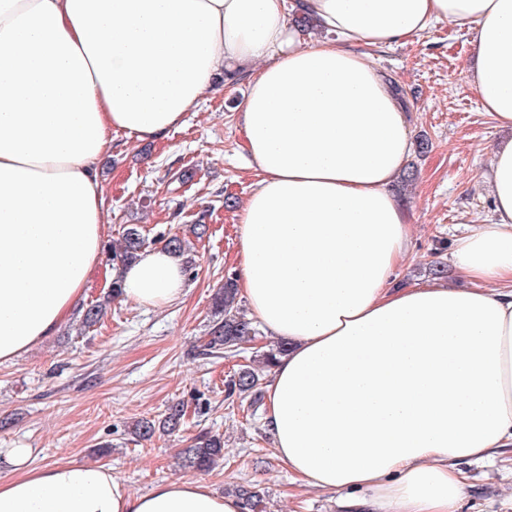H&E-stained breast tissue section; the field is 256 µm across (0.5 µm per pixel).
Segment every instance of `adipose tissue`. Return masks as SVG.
Segmentation results:
<instances>
[{
	"mask_svg": "<svg viewBox=\"0 0 512 512\" xmlns=\"http://www.w3.org/2000/svg\"><path fill=\"white\" fill-rule=\"evenodd\" d=\"M448 20L473 34L483 110L512 130V0H0V364L67 320L102 257L109 132L160 139L237 71L259 175L238 289L288 343L267 384L276 453L345 512H457L466 464L512 449V137L483 174L489 216L452 253L464 287H395L409 226L392 184L413 141L369 54ZM120 275L142 306L185 294L160 247ZM0 454V512H241L197 478L134 494L100 464Z\"/></svg>",
	"mask_w": 512,
	"mask_h": 512,
	"instance_id": "1",
	"label": "adipose tissue"
}]
</instances>
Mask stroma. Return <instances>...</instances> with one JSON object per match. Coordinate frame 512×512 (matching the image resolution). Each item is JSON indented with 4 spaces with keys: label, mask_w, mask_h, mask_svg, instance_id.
<instances>
[{
    "label": "stroma",
    "mask_w": 512,
    "mask_h": 512,
    "mask_svg": "<svg viewBox=\"0 0 512 512\" xmlns=\"http://www.w3.org/2000/svg\"><path fill=\"white\" fill-rule=\"evenodd\" d=\"M471 40L465 29L445 22L371 56L404 90L413 139L429 142L427 153L408 157L415 180L393 188L409 202L410 256L397 273L403 284L428 279L433 261L451 263L456 239L487 214L489 190L481 175L491 145L512 134L485 113L466 79ZM214 85L198 110L161 139L137 142L113 133L100 164L107 240L137 224L152 249L162 236L206 225V235L193 242L185 296L157 309L116 299L86 332L79 329V312H72L42 345L1 364L0 418L14 417L15 423L0 433V448L28 449L32 467L66 459L98 462L131 492L144 493L181 476L177 449L197 435L220 434L224 458L201 475L213 490L228 495L238 485H255L263 496L258 512H339L332 495L294 484L262 409L225 398L224 384L240 365L268 378L261 354L272 339L261 333L232 354L203 352L215 321L213 296L226 277L239 273L238 207L254 182L237 115L246 86L220 75ZM228 196L234 208L225 207ZM179 400L186 416L178 435L134 441V421L160 418ZM467 470L470 487L459 512H512V456Z\"/></svg>",
    "instance_id": "stroma-1"
}]
</instances>
